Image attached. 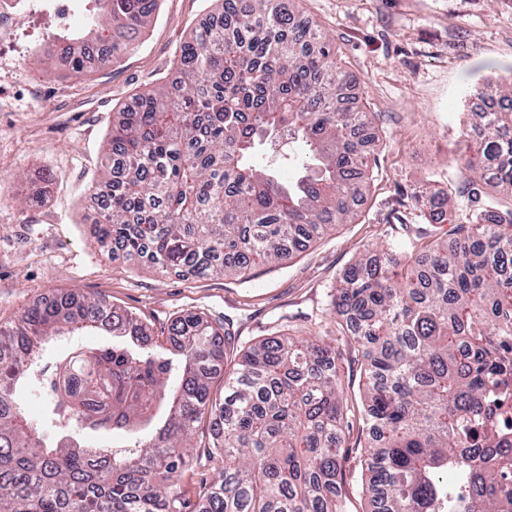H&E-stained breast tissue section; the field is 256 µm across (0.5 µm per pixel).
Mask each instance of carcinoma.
Listing matches in <instances>:
<instances>
[{
	"instance_id": "carcinoma-1",
	"label": "carcinoma",
	"mask_w": 512,
	"mask_h": 512,
	"mask_svg": "<svg viewBox=\"0 0 512 512\" xmlns=\"http://www.w3.org/2000/svg\"><path fill=\"white\" fill-rule=\"evenodd\" d=\"M86 3L82 27L61 39L76 76L93 43L110 45L99 68L131 51L157 0ZM221 6L233 19L195 30L175 79L112 120L90 192L100 248L160 273L244 276L352 223L379 143L372 113L337 105L345 74L312 24L274 0ZM474 116L482 142L465 131L452 151L474 173L457 236L405 257L369 251L333 295L365 358L370 512H512V437L494 396L512 383V207L485 191L512 198V112ZM285 133L305 147L283 157L297 172L287 184L262 164ZM426 208L436 221L453 197ZM103 326L112 346L69 353L48 380L45 438L18 401L41 348ZM231 339L195 310L157 331L74 292L1 325L0 512H345L336 345L270 336L239 353ZM229 359L218 394L214 363ZM203 419L214 425L206 457L221 467L193 505L182 483ZM75 431L120 436L125 451L76 445Z\"/></svg>"
}]
</instances>
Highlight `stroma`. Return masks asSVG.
<instances>
[{"label": "stroma", "mask_w": 512, "mask_h": 512, "mask_svg": "<svg viewBox=\"0 0 512 512\" xmlns=\"http://www.w3.org/2000/svg\"><path fill=\"white\" fill-rule=\"evenodd\" d=\"M294 7L330 41L381 143L354 223L245 278L126 264L103 254L84 222L115 112L174 78L179 49L210 20L213 0H160L134 50L78 77L46 62L37 20L18 8L0 53V324L48 295L78 292L158 327L188 309L204 312L213 323L230 321L240 348L267 336L335 338L350 420L347 507L367 512L364 361L330 295L368 248L455 236L461 213L427 222L411 193L454 192L466 179L448 153L474 89L512 79V0H295Z\"/></svg>", "instance_id": "stroma-1"}]
</instances>
